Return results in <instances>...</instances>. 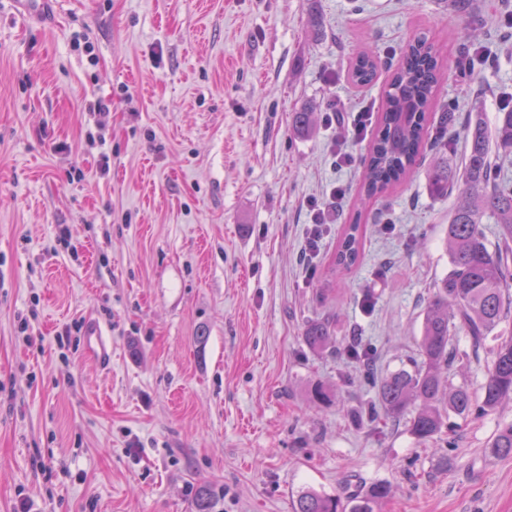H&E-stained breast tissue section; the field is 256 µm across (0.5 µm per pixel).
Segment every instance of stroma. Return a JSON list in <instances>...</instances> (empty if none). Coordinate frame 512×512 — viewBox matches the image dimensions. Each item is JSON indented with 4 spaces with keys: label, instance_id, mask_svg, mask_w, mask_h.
<instances>
[{
    "label": "stroma",
    "instance_id": "stroma-1",
    "mask_svg": "<svg viewBox=\"0 0 512 512\" xmlns=\"http://www.w3.org/2000/svg\"><path fill=\"white\" fill-rule=\"evenodd\" d=\"M508 12L512 0L465 14L450 0H65L25 27L0 0V512L22 498L33 512H196L202 487L212 512H292L301 491L374 482L391 487L385 512H512V458L487 452L512 404L450 415L425 443L408 417L352 416L374 392L350 343L376 346L382 377L420 358L455 198L430 192L423 159L358 210L369 143L337 167L326 121L380 112L405 42L426 36L444 72L426 135L453 110L460 167L470 112L512 107ZM469 45L481 53L462 72ZM364 48L378 73L359 88L347 69ZM304 107L314 129L297 135ZM356 215L359 263L330 277ZM329 313L336 348L313 351L304 326ZM91 321L112 338L109 366L84 356ZM453 342L465 360L450 380L480 398L491 357ZM318 385L329 402L313 401Z\"/></svg>",
    "mask_w": 512,
    "mask_h": 512
}]
</instances>
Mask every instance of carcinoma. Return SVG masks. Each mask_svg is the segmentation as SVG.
I'll return each instance as SVG.
<instances>
[{"mask_svg": "<svg viewBox=\"0 0 512 512\" xmlns=\"http://www.w3.org/2000/svg\"><path fill=\"white\" fill-rule=\"evenodd\" d=\"M376 72L377 61L368 50L350 62L349 76L357 85L371 84ZM441 79L437 45L421 35L409 39L401 62L390 74L378 131L362 160L361 202L383 196L412 174L425 146L429 112ZM312 128L309 109L293 112L295 133L305 135ZM464 137L467 151L462 171L448 164V141L437 144L439 156L427 171L432 194L446 195L455 189L457 196L445 238L450 270L426 308L420 343L423 359L411 371L381 380L372 375L365 378L376 389V399L364 413L370 418L397 419L413 410L410 432L419 441L437 435L451 412L487 414L512 401V337L500 339L490 349L492 365L481 401L445 376L457 360L452 336L461 333L474 350L484 349L488 336L512 312V180L502 175V167L512 160V108L497 113L491 135L482 113H470ZM360 218L361 213H356L338 241L332 259L336 271H348L359 260ZM483 224L498 225L496 243L488 242ZM332 333L333 320L327 317L307 323L303 339L312 350L323 351L333 342ZM489 452L512 457V423L497 432ZM390 495L391 488L384 482L346 499L306 491L297 496L293 512H382Z\"/></svg>", "mask_w": 512, "mask_h": 512, "instance_id": "obj_1", "label": "carcinoma"}]
</instances>
